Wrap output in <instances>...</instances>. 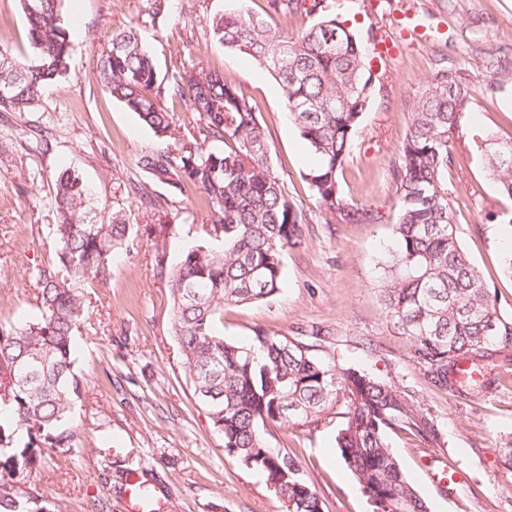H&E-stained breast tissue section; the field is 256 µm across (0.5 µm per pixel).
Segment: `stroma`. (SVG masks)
<instances>
[{"label":"stroma","mask_w":512,"mask_h":512,"mask_svg":"<svg viewBox=\"0 0 512 512\" xmlns=\"http://www.w3.org/2000/svg\"><path fill=\"white\" fill-rule=\"evenodd\" d=\"M368 0H342L337 10L362 36L395 35L401 12H414L425 35L407 41L384 64L383 80L364 112L359 135L339 176L353 208L378 212L370 224H348L317 207L304 178L313 158L291 123L278 83L251 58L230 52L203 33L207 15L246 6L262 12L265 0H169L151 17V0H64L74 30L70 70L49 85L29 112L0 111V319L35 313L33 268L52 256L50 229L56 172L78 173L96 201L98 219L125 208L130 248L112 259L103 281L87 289L88 313L75 333V442L70 455L47 450L26 478L54 512H127L126 469L159 486L165 512H279L263 475L224 451V439L193 397L171 325L165 279L153 268V242L167 231L169 263L199 240L207 214L198 204L150 181L138 157L159 146L153 131L103 89L96 63L113 30L137 28L160 73L194 64L223 73L250 97L267 130L269 162L289 198L304 213V244L283 257V283L269 301L228 305L217 329L248 344L256 329L305 338L310 352L337 372L358 371L384 381L433 417L440 433L430 443L406 432L389 436L400 466L430 512H512V472L501 440L512 435V360L494 355L488 392L466 397L435 386L413 361L409 342L384 309L379 288L395 247L398 146L407 114L437 69L460 72L476 93L469 124L512 137V0H388L372 12ZM31 57L19 0H0V48ZM448 187L456 196L454 221L461 242L502 313L512 316V279L500 259L512 248V230L492 215L507 202L469 137L453 143ZM146 185L164 200L144 212L131 186ZM347 406L274 429L270 446L288 445L299 457L324 512H372L336 445ZM457 470L465 480L443 492L429 472Z\"/></svg>","instance_id":"1"}]
</instances>
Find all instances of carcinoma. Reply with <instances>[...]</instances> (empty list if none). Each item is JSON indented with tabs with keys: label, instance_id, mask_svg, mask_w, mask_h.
<instances>
[{
	"label": "carcinoma",
	"instance_id": "1",
	"mask_svg": "<svg viewBox=\"0 0 512 512\" xmlns=\"http://www.w3.org/2000/svg\"><path fill=\"white\" fill-rule=\"evenodd\" d=\"M64 0H20L33 58L0 50V109L36 108L45 88L69 71L72 32ZM266 15H306L315 21L290 35L246 9L205 19L206 35L246 55L280 85L286 108L315 165L304 174L318 207L348 223L377 219L349 207L339 173L382 79L365 63L362 38L330 0H266ZM97 78L112 98L135 113L168 147L137 164L152 180L184 194L200 190L210 229L167 270L165 236L153 245V262L172 304V331L197 401L224 435V451L253 461L281 503L282 512H323L297 455L272 448V424L308 417L341 396L348 411L336 442L373 512H428L394 456L388 435L407 430L437 440L429 414L387 383L343 374L310 354L296 339L255 332L247 346L224 339L216 327L224 305L274 297L283 280V253L303 244L306 217L288 198L268 161L267 134L255 105L215 71L175 66L162 77L153 54L133 28L118 29L101 48ZM474 89L455 72L438 70L408 113L396 170L399 204L393 234L398 248L385 269L380 296L411 358L439 387L451 384L450 366L482 362L489 346L512 347V317L497 308L452 219L448 169L450 141L464 131L485 156L500 194L512 201V139L466 128ZM191 102L192 122L181 124L165 100ZM210 141L222 147L205 150ZM58 222L53 257L32 274L37 313L0 321V512H53L33 491L12 488L21 466L41 463L44 449L73 448L71 416L79 383L74 372L75 331L87 315L85 285L106 276L112 255L129 247L125 209L96 219L90 192L69 170L54 180Z\"/></svg>",
	"mask_w": 512,
	"mask_h": 512
}]
</instances>
